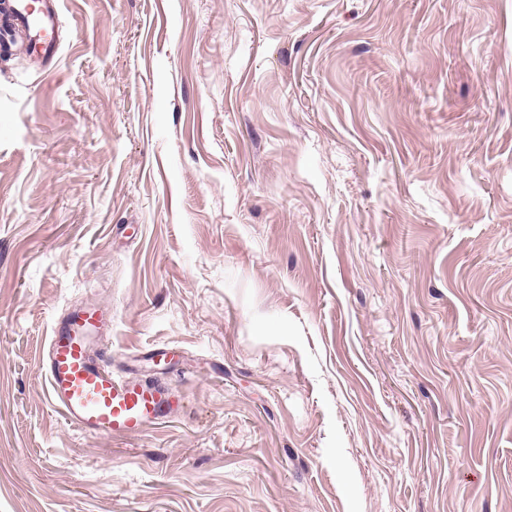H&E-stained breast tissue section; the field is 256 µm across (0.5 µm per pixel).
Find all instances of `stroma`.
<instances>
[{"label":"stroma","mask_w":512,"mask_h":512,"mask_svg":"<svg viewBox=\"0 0 512 512\" xmlns=\"http://www.w3.org/2000/svg\"><path fill=\"white\" fill-rule=\"evenodd\" d=\"M57 4L0 56V512H512V0ZM86 304L167 421L51 404ZM17 22L25 25L35 37L42 54L47 56L54 52L57 41L54 38L57 24V5L55 0H44L42 9L33 13L31 0H7Z\"/></svg>","instance_id":"obj_1"}]
</instances>
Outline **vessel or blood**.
<instances>
[{
	"label": "vessel or blood",
	"mask_w": 512,
	"mask_h": 512,
	"mask_svg": "<svg viewBox=\"0 0 512 512\" xmlns=\"http://www.w3.org/2000/svg\"><path fill=\"white\" fill-rule=\"evenodd\" d=\"M8 3L43 55L52 54L57 44L55 0H43L37 12L32 11L30 0ZM107 320V314L94 306L68 313L65 322L52 330L41 372L52 404L75 429L110 437L135 436L167 419L178 408L180 397L166 381L113 372L99 338Z\"/></svg>",
	"instance_id": "1"
}]
</instances>
